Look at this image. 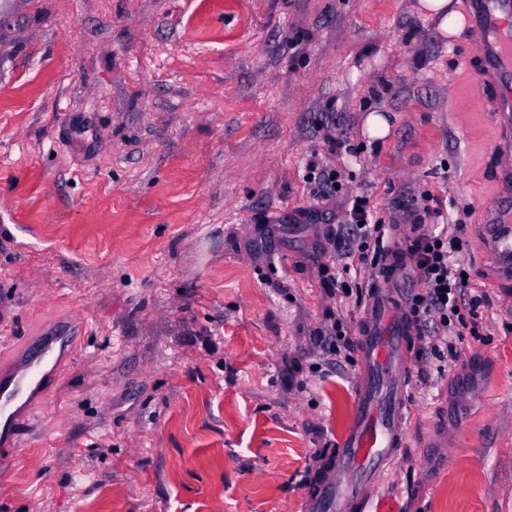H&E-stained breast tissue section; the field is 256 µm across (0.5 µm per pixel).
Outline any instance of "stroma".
Segmentation results:
<instances>
[{"instance_id":"stroma-1","label":"stroma","mask_w":512,"mask_h":512,"mask_svg":"<svg viewBox=\"0 0 512 512\" xmlns=\"http://www.w3.org/2000/svg\"><path fill=\"white\" fill-rule=\"evenodd\" d=\"M415 2L0 0V348L81 336L0 459V512H307L357 399L358 347L339 363L324 341L356 337L372 293L327 237L356 195L389 248L411 212L463 225L486 296L456 353L412 339L418 466L386 490L401 512H512V280L481 248L494 91L474 29L441 38ZM391 124L386 114L379 111H369L364 117V133L370 139L381 140L388 137Z\"/></svg>"}]
</instances>
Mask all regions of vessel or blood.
Returning a JSON list of instances; mask_svg holds the SVG:
<instances>
[{
  "label": "vessel or blood",
  "mask_w": 512,
  "mask_h": 512,
  "mask_svg": "<svg viewBox=\"0 0 512 512\" xmlns=\"http://www.w3.org/2000/svg\"><path fill=\"white\" fill-rule=\"evenodd\" d=\"M482 60L478 85L495 90L496 121L502 132L493 144L502 162L495 170L512 186V0H470ZM483 248L495 270L512 278V206L485 211ZM411 269L406 251L393 250L378 272L379 287L360 321L361 367L355 416L323 476L308 498V512H399L382 491L384 475L404 465L411 361L408 344L415 324L402 301ZM35 351L0 355V455L15 450L28 415L56 372L76 353L71 325L58 323L32 337Z\"/></svg>",
  "instance_id": "1"
}]
</instances>
